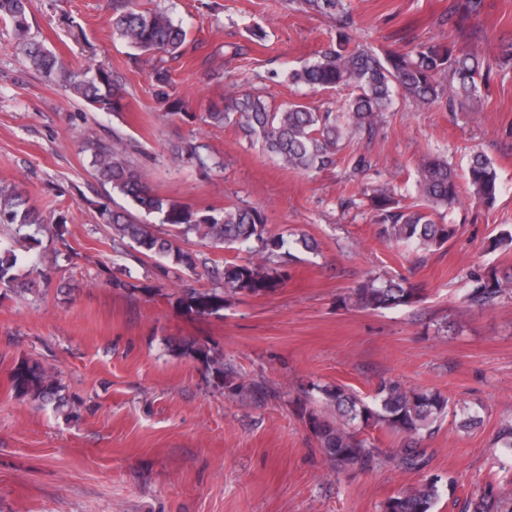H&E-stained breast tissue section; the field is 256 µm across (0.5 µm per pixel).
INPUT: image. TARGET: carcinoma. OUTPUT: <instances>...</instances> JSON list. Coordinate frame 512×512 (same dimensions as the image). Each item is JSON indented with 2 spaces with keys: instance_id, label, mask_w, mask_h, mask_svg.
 Segmentation results:
<instances>
[{
  "instance_id": "1",
  "label": "carcinoma",
  "mask_w": 512,
  "mask_h": 512,
  "mask_svg": "<svg viewBox=\"0 0 512 512\" xmlns=\"http://www.w3.org/2000/svg\"><path fill=\"white\" fill-rule=\"evenodd\" d=\"M483 2L452 0L448 6V25L461 39L459 46L454 42L446 46L425 42L410 54L380 55L338 33L335 48L288 75L292 84L312 90L352 88L353 96L336 112H321L296 102L273 110L265 98L244 93L214 106L203 122L236 126L246 138L262 142L266 152L287 169L301 173L321 171L335 164L344 139L357 136L373 141L383 112L397 95L423 105L443 99L450 110L477 97L481 85L490 77L478 56L479 46L489 40L488 32L478 22ZM298 5L329 17L345 12L344 0H298ZM0 18L10 21L15 48L30 68L47 78L60 79L65 91L95 110H122L125 87L112 77L111 70L93 63L69 70L52 51L29 35L27 0H0ZM112 32L145 56L163 53L176 58L183 55L187 42L186 30L166 10L143 8L138 0H112ZM153 80L169 113L179 114L181 98L169 70L155 67ZM133 142V138L116 131L109 142L86 139L96 178L127 202L116 207L102 203L98 208L101 223L112 229L114 247H130L134 251L132 258L137 260H156L158 275L165 278L196 270L197 255L184 247L191 236L215 248L246 253L224 263L222 291H182L176 297V306L183 312L202 316L223 308L224 300L237 294L268 295L283 278L279 261L292 257V251L300 247L315 249V243L304 236L290 240L282 234L270 233L265 215L258 208L226 207L223 212L214 213L155 193L131 165ZM172 161L200 167L207 164V158L191 142L176 147ZM468 183L479 203L486 207L494 205L500 191L497 171L491 159L480 151L471 156ZM418 194L421 203L400 207L391 189L379 187L373 191L370 203L377 212L382 237L395 243L413 242L422 250L434 251L455 232L452 225L434 219L437 208L449 209L459 202L457 176L448 162L434 158L423 162ZM141 212L156 216L158 223L142 222ZM0 226L10 228L12 239L10 245L0 244V288L22 294L32 291L38 280L49 283L51 269L44 265L43 256L20 255L14 243L36 242L45 233L61 237L65 218L59 215L52 222H45L15 186L0 182ZM510 288L511 273L479 276L466 301L477 308L490 307ZM419 293V288L403 280L373 278L355 288L349 300L358 308L379 310L409 305ZM173 350L204 364L234 395L246 400L271 396L268 387L261 383L237 380L220 356L194 340L182 339ZM11 385L21 396L54 401L59 408L67 405L60 395L58 378L39 364L18 362ZM312 389L321 394L322 406L331 415L305 403L299 406V413L322 454L338 472L370 471L380 465L383 451L364 434L366 428L377 425L400 436L399 447L389 459L402 470H422L427 459L419 441L450 413L448 397L442 392L406 388L395 381L381 382L369 402L359 400L340 385L314 384ZM453 416L459 417V427L465 430L475 429L482 422L478 412L466 408L453 412ZM497 444L503 455L512 460V423L500 429ZM440 497V478L433 476L388 498L383 512H432ZM468 510L512 512V502L502 495L499 484L490 480L468 503Z\"/></svg>"
}]
</instances>
